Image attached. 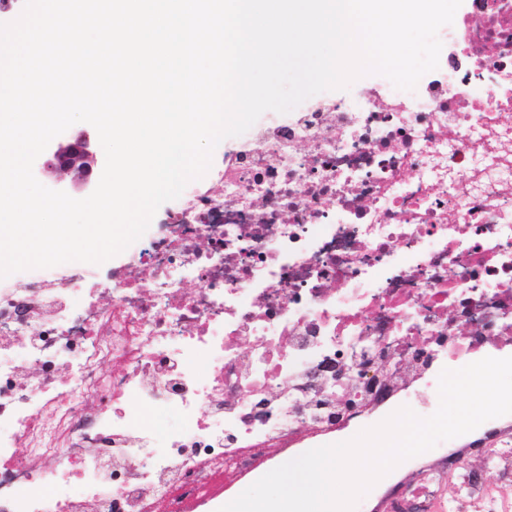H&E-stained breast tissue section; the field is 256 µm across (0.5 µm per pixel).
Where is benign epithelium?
Wrapping results in <instances>:
<instances>
[{"instance_id":"1","label":"benign epithelium","mask_w":512,"mask_h":512,"mask_svg":"<svg viewBox=\"0 0 512 512\" xmlns=\"http://www.w3.org/2000/svg\"><path fill=\"white\" fill-rule=\"evenodd\" d=\"M99 138L94 127L73 130L49 145L40 154V172L51 179L55 187L64 192L69 189L90 194L96 188L103 171L98 151ZM384 364L392 373L376 379L374 396L369 401L358 398L357 389L363 381V371H355L341 362L326 361L321 368L311 371L307 381L299 386L311 400V404L333 410L332 419L345 424L370 411L389 396L394 389L393 379L405 380L406 369L423 371L414 363L407 365L395 357L393 351L384 352Z\"/></svg>"}]
</instances>
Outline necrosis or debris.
Returning <instances> with one entry per match:
<instances>
[{"label": "necrosis or debris", "instance_id": "4bbe7bcc", "mask_svg": "<svg viewBox=\"0 0 512 512\" xmlns=\"http://www.w3.org/2000/svg\"><path fill=\"white\" fill-rule=\"evenodd\" d=\"M438 38L414 91L385 79L257 132L137 268L0 287V512H200L298 422L331 430L286 395L263 417L268 387L433 336L451 369L512 346V0H469ZM170 409L189 429L144 417ZM441 502L512 512V493L437 471L391 512Z\"/></svg>", "mask_w": 512, "mask_h": 512}]
</instances>
